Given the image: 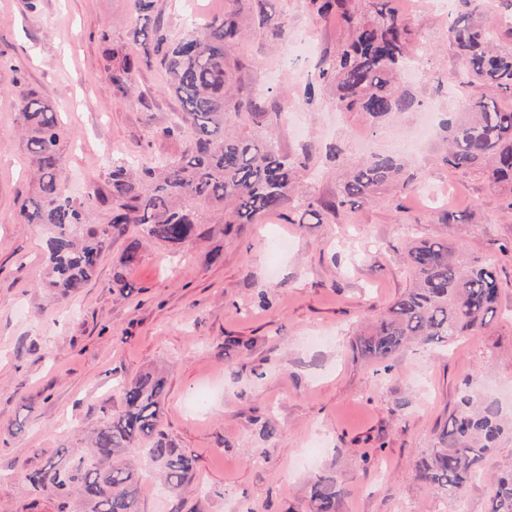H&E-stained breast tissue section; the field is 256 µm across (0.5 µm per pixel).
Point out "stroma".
I'll return each instance as SVG.
<instances>
[{"label": "stroma", "instance_id": "1", "mask_svg": "<svg viewBox=\"0 0 512 512\" xmlns=\"http://www.w3.org/2000/svg\"><path fill=\"white\" fill-rule=\"evenodd\" d=\"M232 5L157 0L175 34ZM273 5L287 36L249 30L234 54L238 86L266 111L284 102L303 111L302 134L284 117L276 127L284 153L312 150L299 172L303 194L333 198L347 161L371 153L405 158L404 178L323 224H292L282 211L228 229L215 211L178 253L126 227L92 282L59 300L46 286V227L17 219L18 198L33 189L21 90L49 100L64 123L62 183L79 199L105 190L113 159L179 155L182 136L163 133L177 105L155 67L136 74L135 96L112 84L110 49L126 38L133 0H0V512H53L46 499L31 505L18 472L80 445L120 407L115 385L147 374L165 380L160 431L195 460L182 512H309L308 481L327 468L345 489L340 512H452L415 466L465 382L512 417V216L500 192L476 171L448 167L438 131L418 150L405 147L421 110L374 127L337 110L329 90L306 101L308 78L345 30L303 0ZM301 35L314 51L292 68L283 50ZM412 38L428 51L405 89L437 115L462 111L465 74L447 16L424 13ZM336 143L346 162L327 158ZM448 208L466 221L440 224ZM433 238L496 264L497 312L479 333L447 348H408L384 371L358 353L357 336L411 288L407 249ZM135 242L139 261L121 265ZM117 274L124 288L113 287ZM511 462L507 434L484 458L467 512H486L489 477Z\"/></svg>", "mask_w": 512, "mask_h": 512}]
</instances>
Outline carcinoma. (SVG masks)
<instances>
[{"label": "carcinoma", "instance_id": "1", "mask_svg": "<svg viewBox=\"0 0 512 512\" xmlns=\"http://www.w3.org/2000/svg\"><path fill=\"white\" fill-rule=\"evenodd\" d=\"M244 2L201 23L190 21L173 36L157 10V0H133L136 20L125 43L112 47V84L125 95L133 87L135 72L159 66L167 78L165 92L180 107L164 133L186 129L189 136L177 158L152 167L128 161L112 164L105 194L95 191L78 200L64 193L60 178L66 161L65 130L58 114L36 93H20L18 112L37 191L21 200L18 218L23 224L48 227V285L60 296L85 288L112 235L127 224L181 249L197 238L199 225L211 210L223 211L229 225L257 224L292 205L322 224L324 216L352 210L370 200L380 186L402 177L401 159L372 155L352 163L335 200L301 196L296 172L305 163L282 152L272 133L278 113L234 92L238 64L230 58L245 33L242 13L272 36H284L270 0ZM396 2L367 0L361 11L353 0H309L316 14L338 15L349 27V38L316 65L307 98L318 87L332 86L337 107L360 112L373 123L421 106L399 82V72L413 64L417 52ZM458 2L461 10L448 33L464 61L469 111L443 120V161L455 169L477 170L492 186L507 190L503 205L512 213V109L497 102L499 97L512 100V48L499 49L494 33L472 22L482 0ZM487 87L497 98L485 97ZM100 206L111 211L110 221L80 232L92 223ZM407 262L412 288L396 297L358 337L357 350L367 358L391 361L413 343L447 347L456 337L479 331L496 311L500 288L493 262L466 258L445 240L413 246ZM164 392V381L150 375L119 385L120 410L94 432L87 447L61 451L40 468L21 473L28 493L52 499L56 512H74L76 501L83 512H141L143 472L123 457L151 439L147 452L170 493V512H182L179 490L192 478L194 459L167 443L158 429ZM507 431L512 432V424L504 422L499 402L477 398L465 383L458 413L417 464L418 479L461 508L470 484L484 477L480 462ZM343 496L335 472L312 476L310 512H340ZM488 512H512V467L492 479Z\"/></svg>", "mask_w": 512, "mask_h": 512}]
</instances>
